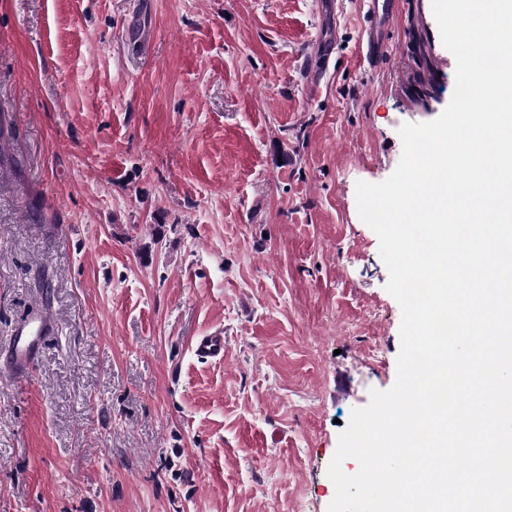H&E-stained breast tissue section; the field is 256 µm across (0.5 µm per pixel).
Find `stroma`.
<instances>
[{
  "label": "stroma",
  "instance_id": "35a3bbf8",
  "mask_svg": "<svg viewBox=\"0 0 512 512\" xmlns=\"http://www.w3.org/2000/svg\"><path fill=\"white\" fill-rule=\"evenodd\" d=\"M402 2L373 68L364 0H0V355L34 301L58 325L0 378V512H328L401 348L356 184L456 87ZM327 56L325 46L318 42L313 47L306 60L304 67V77L311 93L317 91L320 81L323 77V61ZM195 352L201 356L223 360L224 336L219 332L201 336L195 343Z\"/></svg>",
  "mask_w": 512,
  "mask_h": 512
}]
</instances>
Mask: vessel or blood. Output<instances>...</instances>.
Here are the masks:
<instances>
[{
	"mask_svg": "<svg viewBox=\"0 0 512 512\" xmlns=\"http://www.w3.org/2000/svg\"><path fill=\"white\" fill-rule=\"evenodd\" d=\"M364 25L358 44V51L369 64L378 65L387 54L384 33L396 21L399 14L400 0H366ZM327 55L323 44H315L306 60L304 77L310 91H317L323 77V61ZM54 331V319L50 310L33 304L25 320L17 327L11 350L0 370L5 371L16 380L26 379L31 363L45 336ZM197 354L223 359L224 338L215 332L200 337L195 343Z\"/></svg>",
	"mask_w": 512,
	"mask_h": 512,
	"instance_id": "obj_1",
	"label": "vessel or blood"
}]
</instances>
